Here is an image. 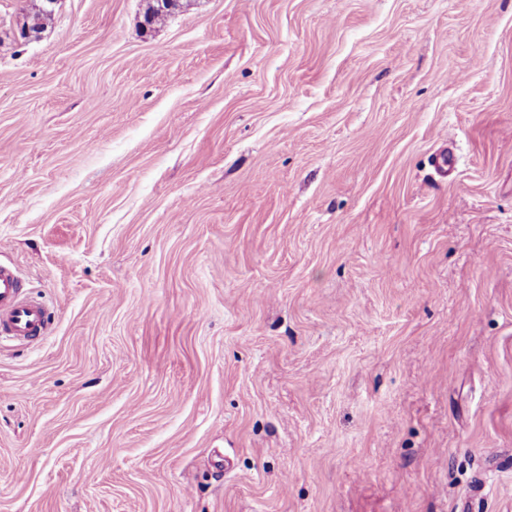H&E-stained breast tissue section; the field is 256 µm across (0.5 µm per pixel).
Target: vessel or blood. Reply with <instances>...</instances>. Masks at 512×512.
Wrapping results in <instances>:
<instances>
[{
    "label": "vessel or blood",
    "mask_w": 512,
    "mask_h": 512,
    "mask_svg": "<svg viewBox=\"0 0 512 512\" xmlns=\"http://www.w3.org/2000/svg\"><path fill=\"white\" fill-rule=\"evenodd\" d=\"M50 327L43 298L24 290L17 269L0 262V337L31 344L47 336Z\"/></svg>",
    "instance_id": "1"
}]
</instances>
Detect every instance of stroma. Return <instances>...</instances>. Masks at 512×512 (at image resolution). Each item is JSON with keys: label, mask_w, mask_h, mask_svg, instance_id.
Here are the masks:
<instances>
[{"label": "stroma", "mask_w": 512, "mask_h": 512, "mask_svg": "<svg viewBox=\"0 0 512 512\" xmlns=\"http://www.w3.org/2000/svg\"><path fill=\"white\" fill-rule=\"evenodd\" d=\"M39 4L0 512H512V0ZM50 327L43 298L24 290L17 269L0 262V338L32 344L47 336Z\"/></svg>", "instance_id": "35a3bbf8"}]
</instances>
